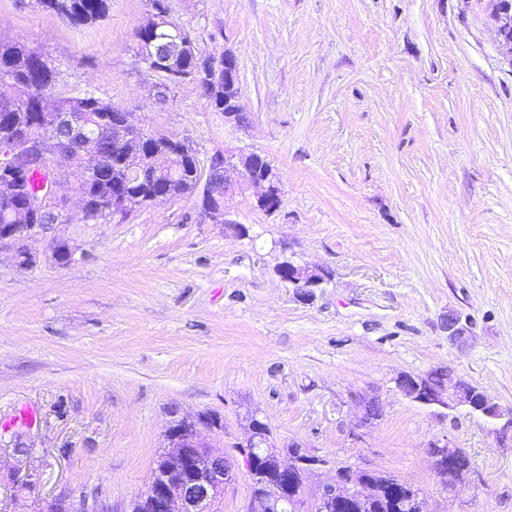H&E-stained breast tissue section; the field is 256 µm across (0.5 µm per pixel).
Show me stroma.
Returning a JSON list of instances; mask_svg holds the SVG:
<instances>
[{"mask_svg": "<svg viewBox=\"0 0 512 512\" xmlns=\"http://www.w3.org/2000/svg\"><path fill=\"white\" fill-rule=\"evenodd\" d=\"M498 3L168 0L201 57L235 55L250 117L237 128L193 83L156 98L133 51L149 0H112L81 28L0 0V40L58 68L50 100L90 89L200 159L260 154L281 197L261 210L231 170V228L197 192L94 222L78 170L61 178L69 207L30 242L31 263L0 248V512L41 498L126 512L175 411L219 415L200 438L231 458L257 418L275 448L393 476L426 512H512V432L396 387L451 369L512 408V45ZM288 260L327 271L312 298L277 276ZM452 311L465 341L448 336ZM367 399L381 415L365 425ZM24 408L36 419L19 458ZM442 438L471 456L468 479L434 475Z\"/></svg>", "mask_w": 512, "mask_h": 512, "instance_id": "35a3bbf8", "label": "stroma"}]
</instances>
